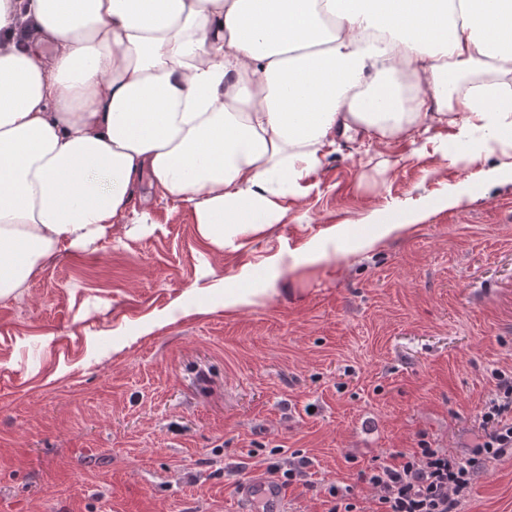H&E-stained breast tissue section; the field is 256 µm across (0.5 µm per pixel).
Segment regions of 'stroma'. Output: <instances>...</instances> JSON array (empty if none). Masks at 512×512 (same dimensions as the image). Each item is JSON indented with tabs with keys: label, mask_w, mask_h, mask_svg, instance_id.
Wrapping results in <instances>:
<instances>
[{
	"label": "stroma",
	"mask_w": 512,
	"mask_h": 512,
	"mask_svg": "<svg viewBox=\"0 0 512 512\" xmlns=\"http://www.w3.org/2000/svg\"><path fill=\"white\" fill-rule=\"evenodd\" d=\"M454 135L338 141L307 196L233 252L155 199L147 228L45 260L0 299V512H244L240 488L301 459L288 512H329L330 486L371 497L359 472L398 453L467 456L512 375V150L453 166ZM397 207L426 217L225 311L218 279L249 266L263 282L270 256ZM458 510L512 512V456L484 462Z\"/></svg>",
	"instance_id": "obj_1"
}]
</instances>
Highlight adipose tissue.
<instances>
[{
    "mask_svg": "<svg viewBox=\"0 0 512 512\" xmlns=\"http://www.w3.org/2000/svg\"><path fill=\"white\" fill-rule=\"evenodd\" d=\"M484 69L489 77L463 82ZM453 125L451 162L512 146V0H0V298L111 237L142 177L213 248L278 223L337 139ZM423 218L369 215L221 279L259 305L304 266Z\"/></svg>",
    "mask_w": 512,
    "mask_h": 512,
    "instance_id": "ef3b65f1",
    "label": "adipose tissue"
}]
</instances>
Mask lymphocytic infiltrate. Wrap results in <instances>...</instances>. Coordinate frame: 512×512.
<instances>
[{
  "label": "lymphocytic infiltrate",
  "mask_w": 512,
  "mask_h": 512,
  "mask_svg": "<svg viewBox=\"0 0 512 512\" xmlns=\"http://www.w3.org/2000/svg\"><path fill=\"white\" fill-rule=\"evenodd\" d=\"M481 430V441L470 456L420 448L362 473V481L376 491L369 505L357 506L349 492L331 488L334 505L330 512H456L484 461L512 452V377L500 379L486 401Z\"/></svg>",
  "instance_id": "lymphocytic-infiltrate-1"
}]
</instances>
